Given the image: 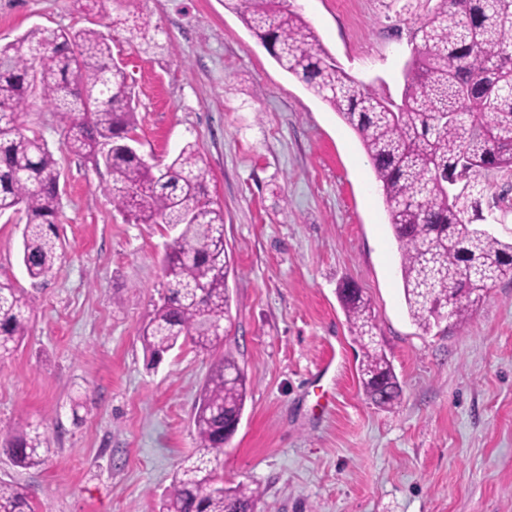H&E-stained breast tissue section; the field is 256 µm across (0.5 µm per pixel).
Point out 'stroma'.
<instances>
[{"label": "stroma", "instance_id": "35a3bbf8", "mask_svg": "<svg viewBox=\"0 0 512 512\" xmlns=\"http://www.w3.org/2000/svg\"><path fill=\"white\" fill-rule=\"evenodd\" d=\"M337 63L400 96L404 33L435 0H289ZM153 45L87 0H0V46L34 26L96 28L136 93L137 148L152 164L195 143L224 209L229 335L151 361L140 334L163 292L161 224L114 209L110 176L62 146L63 122L20 114L60 168L55 275L18 348L0 358V440L39 428L47 462L0 482L36 512H158L195 446L193 408L210 369L235 358L250 381L217 474L260 488V512H512V277L462 326L422 332L405 305L399 248L357 134L275 63L225 0H140ZM23 221L0 216V276L30 288ZM354 283L402 387L375 405L338 300ZM90 404L72 413L71 401Z\"/></svg>", "mask_w": 512, "mask_h": 512}]
</instances>
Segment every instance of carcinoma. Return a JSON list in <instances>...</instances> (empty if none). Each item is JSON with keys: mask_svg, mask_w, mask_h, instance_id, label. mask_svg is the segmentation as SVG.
Masks as SVG:
<instances>
[{"mask_svg": "<svg viewBox=\"0 0 512 512\" xmlns=\"http://www.w3.org/2000/svg\"><path fill=\"white\" fill-rule=\"evenodd\" d=\"M278 66L299 78L358 135L381 183L389 224L400 248L408 314L424 332L461 326L495 280L512 276V235L480 234L482 205L512 175V0H435L410 34L411 56L400 100L368 89L329 54L287 0H225ZM39 98L64 121L63 145L103 162L105 191L135 224L175 231L163 264L159 303L141 336L158 361L178 342L211 351L228 336L224 209L210 197L208 171L194 144L171 163L150 165L131 147L136 130L132 87L95 28H33L0 47V216L23 214L21 264L32 284L52 277L60 259L55 230L59 162L48 143L19 123ZM339 299L350 332L364 349L363 390L392 407L402 388L376 340L360 289L346 282ZM37 296L0 279V357L26 336ZM248 380L235 359L215 363L194 407L195 458L181 465L159 512H248L259 488L224 487L216 477L224 424L242 415ZM15 464L37 468L49 448L38 429L6 442ZM0 512H34L21 488L0 483Z\"/></svg>", "mask_w": 512, "mask_h": 512, "instance_id": "1", "label": "carcinoma"}]
</instances>
